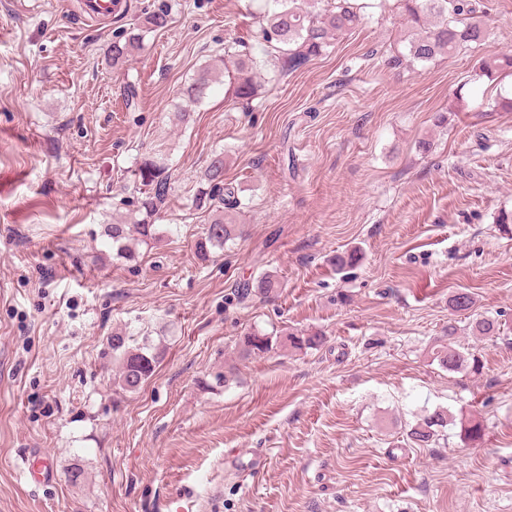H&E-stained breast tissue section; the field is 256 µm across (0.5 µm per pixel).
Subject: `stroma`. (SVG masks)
Masks as SVG:
<instances>
[{"label":"stroma","mask_w":512,"mask_h":512,"mask_svg":"<svg viewBox=\"0 0 512 512\" xmlns=\"http://www.w3.org/2000/svg\"><path fill=\"white\" fill-rule=\"evenodd\" d=\"M482 4L485 42L396 69L399 18L366 9L296 71L263 63L244 109L224 81L193 105L180 91L227 41L253 47L260 0H128L102 24L76 0H0V512H512V112L493 109L512 77L473 76L512 52V0ZM160 6L168 26L145 29ZM219 152L244 233L203 261L192 199ZM147 158L172 192L129 261L105 226L131 216ZM267 272L276 293L238 298ZM461 292L501 326L470 340L478 375L433 358L467 324ZM253 327L324 343L238 360ZM116 333L157 355L131 394ZM439 407L481 419L483 440L454 425L405 444ZM37 450L51 482L21 473Z\"/></svg>","instance_id":"obj_1"}]
</instances>
